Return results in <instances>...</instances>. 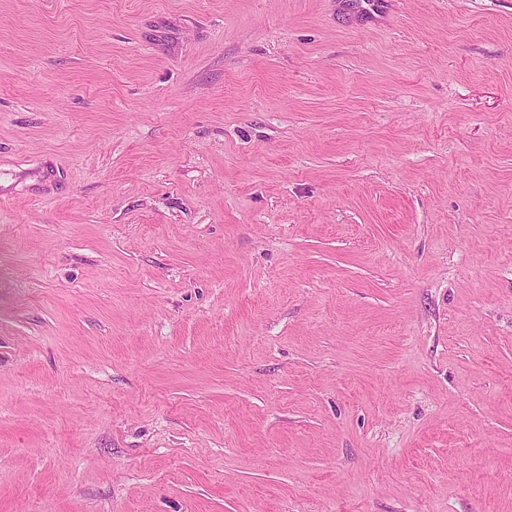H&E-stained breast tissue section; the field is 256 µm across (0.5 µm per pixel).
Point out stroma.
Masks as SVG:
<instances>
[{"label":"stroma","instance_id":"35a3bbf8","mask_svg":"<svg viewBox=\"0 0 512 512\" xmlns=\"http://www.w3.org/2000/svg\"><path fill=\"white\" fill-rule=\"evenodd\" d=\"M0 512H512V0H0Z\"/></svg>","mask_w":512,"mask_h":512}]
</instances>
